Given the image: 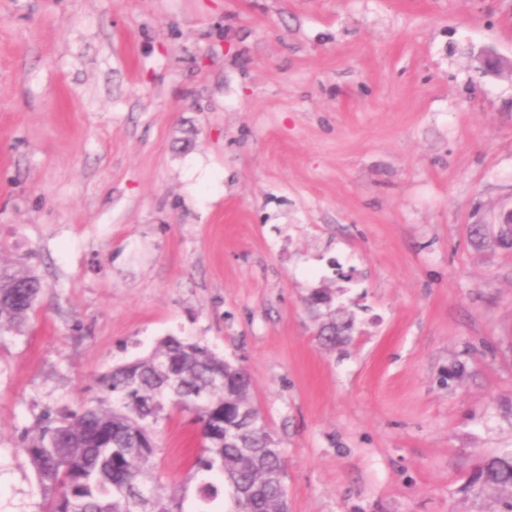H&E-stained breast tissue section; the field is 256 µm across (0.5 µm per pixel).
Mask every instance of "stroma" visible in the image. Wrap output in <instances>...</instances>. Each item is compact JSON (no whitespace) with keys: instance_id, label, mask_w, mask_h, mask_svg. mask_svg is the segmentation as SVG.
Listing matches in <instances>:
<instances>
[{"instance_id":"1","label":"stroma","mask_w":512,"mask_h":512,"mask_svg":"<svg viewBox=\"0 0 512 512\" xmlns=\"http://www.w3.org/2000/svg\"><path fill=\"white\" fill-rule=\"evenodd\" d=\"M512 0H0V512L21 437L165 336L241 364L289 512H499L512 449ZM327 288L354 319L316 334ZM163 492L198 428L157 426ZM43 288L36 272L0 259V335L22 332L29 323ZM351 328V319H344L341 316L336 320V315L332 314L330 320L321 325L317 338L323 346L333 349L336 347V344L340 342L345 332ZM484 471V486H494L501 490L512 491V471H506L497 467L494 462H490L482 469Z\"/></svg>"}]
</instances>
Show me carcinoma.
<instances>
[{
    "label": "carcinoma",
    "mask_w": 512,
    "mask_h": 512,
    "mask_svg": "<svg viewBox=\"0 0 512 512\" xmlns=\"http://www.w3.org/2000/svg\"><path fill=\"white\" fill-rule=\"evenodd\" d=\"M43 288L36 272L0 260V335L29 323ZM352 320L331 315L318 331L333 349ZM224 375V386L212 379ZM107 397L76 410L46 414L22 436L44 492L43 512H185L188 491L208 505L227 493L231 512H284L287 489L275 479L285 470L282 442L254 405L251 383L237 363L200 340L166 336L147 355L119 364L98 378ZM193 415L202 449L189 481L159 493L154 473L155 428L167 411ZM263 428L249 432L240 414ZM483 483L512 490V471L490 462ZM195 485H189V482Z\"/></svg>",
    "instance_id": "carcinoma-1"
}]
</instances>
